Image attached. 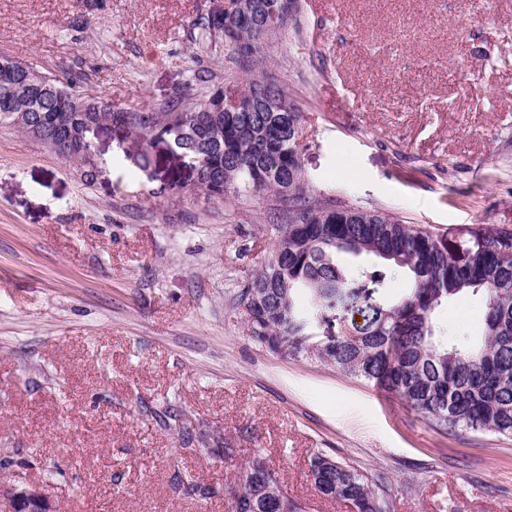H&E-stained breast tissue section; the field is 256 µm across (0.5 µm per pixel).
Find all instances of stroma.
I'll list each match as a JSON object with an SVG mask.
<instances>
[{
  "mask_svg": "<svg viewBox=\"0 0 512 512\" xmlns=\"http://www.w3.org/2000/svg\"><path fill=\"white\" fill-rule=\"evenodd\" d=\"M220 2L0 0V54L156 111ZM300 20L270 74L307 117L315 190L451 241L512 229V0H301ZM88 138L87 179L0 127V480L46 482L57 512H232L258 455L299 512H354L312 486L324 453L388 512H512V436L441 433L250 337L237 294L272 249L273 196L208 199L169 153L142 171L120 130ZM438 319L479 334L481 299Z\"/></svg>",
  "mask_w": 512,
  "mask_h": 512,
  "instance_id": "stroma-1",
  "label": "stroma"
}]
</instances>
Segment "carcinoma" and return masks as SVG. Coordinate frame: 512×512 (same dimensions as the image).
Listing matches in <instances>:
<instances>
[{
  "label": "carcinoma",
  "mask_w": 512,
  "mask_h": 512,
  "mask_svg": "<svg viewBox=\"0 0 512 512\" xmlns=\"http://www.w3.org/2000/svg\"><path fill=\"white\" fill-rule=\"evenodd\" d=\"M291 28L298 20L285 0H253L246 15L231 5L209 11L194 22L191 76L159 111L129 112L51 76L31 124L50 122L65 93L91 107L71 113L78 128L104 122L162 131L126 153L139 170L157 165L163 144L191 160L195 191L208 199L271 194L280 220L271 257L238 294L250 336L361 378L440 430L512 436V230L475 232L450 246L398 216L312 194L302 164L308 144L298 142L306 116L265 71L272 35ZM218 45L235 65L221 85L205 67ZM26 95L21 81L0 75V125L25 136L10 103ZM341 253L377 263L352 271L338 262ZM395 279L407 284L399 297L388 293ZM469 293L485 307L477 338L437 319ZM330 318L348 322L354 335L312 347L318 324ZM309 477L325 498L349 501L356 512H386L372 481L332 457L315 456ZM234 501L235 512L297 510L260 457L242 469Z\"/></svg>",
  "instance_id": "1"
}]
</instances>
